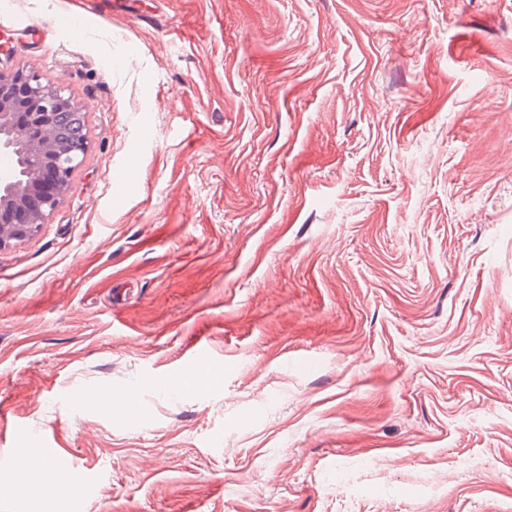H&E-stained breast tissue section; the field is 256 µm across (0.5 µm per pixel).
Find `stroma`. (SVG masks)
I'll list each match as a JSON object with an SVG mask.
<instances>
[{
	"mask_svg": "<svg viewBox=\"0 0 512 512\" xmlns=\"http://www.w3.org/2000/svg\"><path fill=\"white\" fill-rule=\"evenodd\" d=\"M83 6L0 0L87 133L0 250V512H512V0Z\"/></svg>",
	"mask_w": 512,
	"mask_h": 512,
	"instance_id": "obj_1",
	"label": "stroma"
}]
</instances>
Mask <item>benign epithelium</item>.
Here are the masks:
<instances>
[{
  "label": "benign epithelium",
  "instance_id": "benign-epithelium-1",
  "mask_svg": "<svg viewBox=\"0 0 512 512\" xmlns=\"http://www.w3.org/2000/svg\"><path fill=\"white\" fill-rule=\"evenodd\" d=\"M80 110L59 87L24 69L0 68V249L20 242L45 223L67 192L87 141L65 137L61 127Z\"/></svg>",
  "mask_w": 512,
  "mask_h": 512
}]
</instances>
